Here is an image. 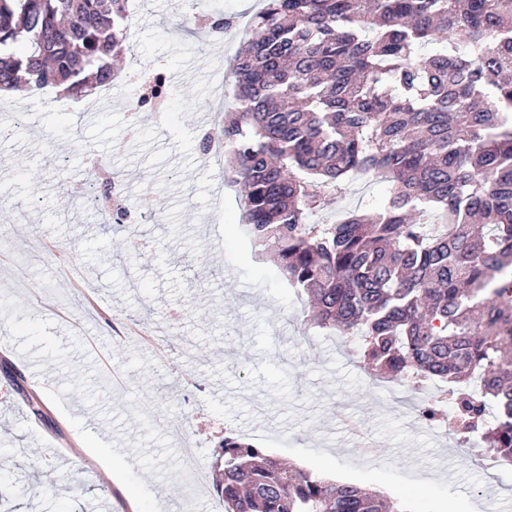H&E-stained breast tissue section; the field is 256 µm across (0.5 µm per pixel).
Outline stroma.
Listing matches in <instances>:
<instances>
[{
    "mask_svg": "<svg viewBox=\"0 0 512 512\" xmlns=\"http://www.w3.org/2000/svg\"><path fill=\"white\" fill-rule=\"evenodd\" d=\"M262 0H131L124 70L167 69L166 112H134L127 80L81 126L52 94L0 112V512H224L215 451L227 433L406 512H512V466H493L417 408L443 386L375 374L359 342L304 322V295L241 227L242 188L202 136L236 105L232 64ZM221 8L223 37H180ZM117 171L119 201L80 194ZM352 180L312 223L377 209ZM129 214L104 232L113 206ZM186 417L188 444L167 430ZM125 472L103 480V456ZM179 480H172V473Z\"/></svg>",
    "mask_w": 512,
    "mask_h": 512,
    "instance_id": "1",
    "label": "stroma"
}]
</instances>
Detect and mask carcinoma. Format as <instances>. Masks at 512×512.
<instances>
[{
    "label": "carcinoma",
    "instance_id": "1",
    "mask_svg": "<svg viewBox=\"0 0 512 512\" xmlns=\"http://www.w3.org/2000/svg\"><path fill=\"white\" fill-rule=\"evenodd\" d=\"M129 0H0V90L85 99L117 75ZM225 173L253 246L313 324L391 376L448 383L453 418L512 462V0H264L232 65ZM132 110L165 76L129 79ZM372 173L374 212L309 215ZM224 512H398L238 437L219 445Z\"/></svg>",
    "mask_w": 512,
    "mask_h": 512
}]
</instances>
